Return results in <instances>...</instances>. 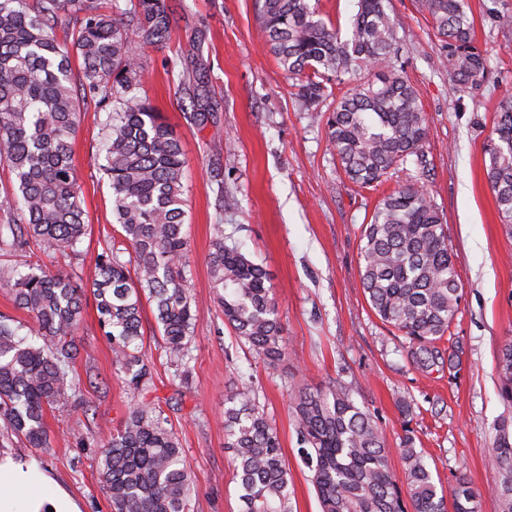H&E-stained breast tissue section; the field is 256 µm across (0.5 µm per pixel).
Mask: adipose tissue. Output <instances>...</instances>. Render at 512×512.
<instances>
[{
    "mask_svg": "<svg viewBox=\"0 0 512 512\" xmlns=\"http://www.w3.org/2000/svg\"><path fill=\"white\" fill-rule=\"evenodd\" d=\"M0 512H81L69 491L34 456H0Z\"/></svg>",
    "mask_w": 512,
    "mask_h": 512,
    "instance_id": "1",
    "label": "adipose tissue"
}]
</instances>
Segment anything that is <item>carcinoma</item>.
<instances>
[{
	"label": "carcinoma",
	"mask_w": 512,
	"mask_h": 512,
	"mask_svg": "<svg viewBox=\"0 0 512 512\" xmlns=\"http://www.w3.org/2000/svg\"><path fill=\"white\" fill-rule=\"evenodd\" d=\"M424 5L444 38L449 79L463 88L479 86L488 64L471 46L467 0ZM116 7L112 0H0V162L15 178L0 206L24 218L22 224H0V254L21 252L35 240L79 256L88 224L72 141L81 103L97 100L106 110L103 170L116 226L98 254L92 288L100 330L134 400L123 427L101 446L100 479L111 512H190L194 477L153 396L155 368L145 352L141 317L145 297L155 305L154 340L188 382L196 314L187 288L182 144L137 93V49L166 45L175 26L167 0H130L119 18L113 17ZM356 7L344 37L317 17L309 0H262L263 33L282 70L300 80L303 98H322L331 75L348 77L351 88L327 118L328 142L345 177L368 188L408 157L423 156L428 125L416 91L393 63L399 48L388 0H356ZM62 11L75 16L70 50L54 35ZM496 134L487 148V179L502 223L511 225L509 98L501 104ZM213 228V301L239 341L275 363L285 354L286 338L268 274L224 242V225ZM362 239L360 277L372 310L403 335L414 368L444 371L452 354L443 341L460 288L438 209L422 187L401 186L377 204ZM81 279L75 268L53 273L31 262L0 266V284L11 286L15 307L32 320L26 325L0 313V451L21 438L49 450L46 411L84 402L72 336L85 299ZM497 375L499 394L511 403V340L500 349ZM292 409L321 512H448L446 496L415 447L410 420L398 448H388L385 430L339 380L324 390L298 389ZM224 447L233 452L243 512H292L280 437L249 387L224 399ZM393 452L403 466V488L388 467ZM490 459L500 475L495 492L502 512H512V419L501 423ZM477 496L457 479L453 512H476Z\"/></svg>",
	"instance_id": "1"
}]
</instances>
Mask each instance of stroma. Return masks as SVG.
Returning <instances> with one entry per match:
<instances>
[{
  "label": "stroma",
  "mask_w": 512,
  "mask_h": 512,
  "mask_svg": "<svg viewBox=\"0 0 512 512\" xmlns=\"http://www.w3.org/2000/svg\"><path fill=\"white\" fill-rule=\"evenodd\" d=\"M473 44L487 54L483 83L461 89L448 79L443 41L423 0H389L397 22V65L414 87L429 127L423 157H408L377 187L361 189L343 175L328 148L325 122L346 87L307 110L298 79L264 46L259 0H168L175 35L141 51L142 94L181 139L191 273L197 322L189 345L191 384H181L159 358L154 383L195 478L193 512H241L233 455L224 446V398L252 383L277 429L291 476L292 512H320L311 473L299 455L290 395L334 380L398 444L410 423L436 485L451 490L466 476L479 492L478 512H501L490 462L500 421L512 415L498 388L497 355L512 340V231L502 223L489 186L485 147L494 139L500 105L512 98V28L496 13L512 0H467ZM196 78L210 112L205 128L185 114L193 104L181 74ZM104 110L87 102L73 143L89 234L80 247L83 286H90L99 243L112 231V191L104 162ZM406 184L422 186L447 226L461 288L448 331L455 358L444 372L425 374L408 361L405 339L384 324L364 295L361 234L379 200ZM227 242L261 263L270 277L287 354L270 365L256 359L225 326L211 298L208 254L214 225ZM75 370L87 400L49 410L55 437L38 458L82 512H111L98 470L103 439L132 406L103 336L96 302L87 298L75 333ZM411 417H403L402 404Z\"/></svg>",
  "instance_id": "1"
}]
</instances>
